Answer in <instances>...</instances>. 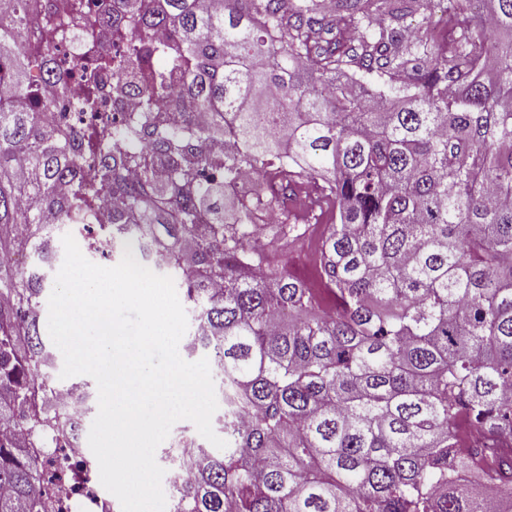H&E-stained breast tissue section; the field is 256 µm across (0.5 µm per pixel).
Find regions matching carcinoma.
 I'll return each mask as SVG.
<instances>
[{"label": "carcinoma", "instance_id": "1", "mask_svg": "<svg viewBox=\"0 0 512 512\" xmlns=\"http://www.w3.org/2000/svg\"><path fill=\"white\" fill-rule=\"evenodd\" d=\"M25 2L0 0V22L22 25ZM132 2L136 41L107 57L83 0L72 5L91 61L76 108L107 128L87 164L74 135L51 127L67 75L37 63L54 84L43 96L20 75L24 48L0 37V81L31 102H0V224L19 226L11 250L27 257L0 267V422L29 409L28 441L0 444V512H54L30 449L71 448L83 430L39 372L51 365L40 308L58 225L82 223L79 207L104 193L124 208L89 253L134 243L174 277L194 305L187 350L223 376L215 426L227 447L166 456L184 476L173 512H491L512 498V456H461L452 428L464 414L479 435L512 437V0H444L443 38L406 25L429 0ZM347 25L361 31L355 45ZM159 27L179 40L152 43ZM110 70L138 77L116 86L141 95L119 121L91 91ZM174 76L181 117L169 123L156 103ZM283 165L288 186L314 179L336 200L320 262L331 312L275 269L300 225L286 216L269 240L257 234L275 197L254 188L228 224L201 206L212 185ZM25 195L43 207L21 209ZM478 460L484 493L468 483Z\"/></svg>", "mask_w": 512, "mask_h": 512}]
</instances>
